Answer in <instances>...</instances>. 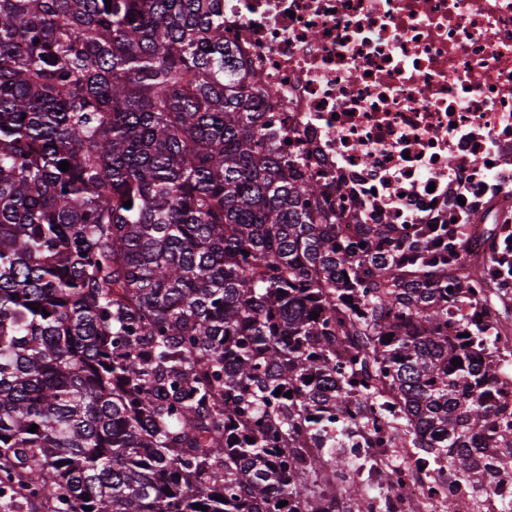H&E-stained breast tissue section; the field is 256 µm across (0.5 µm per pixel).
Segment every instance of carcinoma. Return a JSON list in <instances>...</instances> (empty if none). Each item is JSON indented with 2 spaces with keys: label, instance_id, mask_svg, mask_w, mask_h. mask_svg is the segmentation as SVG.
Segmentation results:
<instances>
[{
  "label": "carcinoma",
  "instance_id": "obj_1",
  "mask_svg": "<svg viewBox=\"0 0 512 512\" xmlns=\"http://www.w3.org/2000/svg\"><path fill=\"white\" fill-rule=\"evenodd\" d=\"M260 83L224 0H0V500L392 512L403 473L361 443L471 487L512 456V323L448 341L452 308L503 285L478 263L460 287L442 226L343 236L267 143Z\"/></svg>",
  "mask_w": 512,
  "mask_h": 512
}]
</instances>
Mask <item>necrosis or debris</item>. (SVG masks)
I'll return each instance as SVG.
<instances>
[{"instance_id": "obj_1", "label": "necrosis or debris", "mask_w": 512, "mask_h": 512, "mask_svg": "<svg viewBox=\"0 0 512 512\" xmlns=\"http://www.w3.org/2000/svg\"><path fill=\"white\" fill-rule=\"evenodd\" d=\"M224 37L262 72L268 132L344 235L490 231L489 273L512 288V0H224ZM491 467L480 489L449 481L463 512L512 505L505 452Z\"/></svg>"}]
</instances>
